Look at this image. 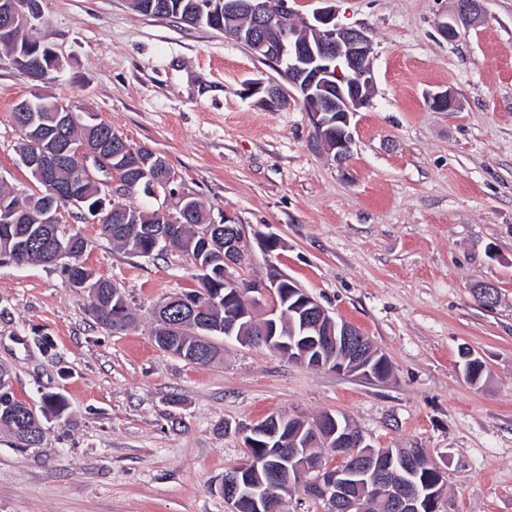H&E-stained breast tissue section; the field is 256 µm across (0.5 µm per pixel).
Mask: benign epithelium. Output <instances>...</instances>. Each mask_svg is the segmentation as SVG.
Masks as SVG:
<instances>
[{
    "mask_svg": "<svg viewBox=\"0 0 512 512\" xmlns=\"http://www.w3.org/2000/svg\"><path fill=\"white\" fill-rule=\"evenodd\" d=\"M244 7L252 18L250 42L247 46L253 54L272 65L277 71L288 65V86L297 94L304 111L311 116L318 141L325 140L329 128L336 127V143L326 146L332 160L343 166L350 158L354 135L351 118L361 109L370 106L374 90L372 43L361 28L336 24L335 13L330 8H319L312 16L298 20L294 9L286 0H246ZM483 15V0H459L451 19L441 22L438 31L447 41L459 39L464 31L479 23ZM40 18L37 0H4L0 4V42L19 44L18 32L31 33L25 49L42 44L32 35L34 21ZM288 25V39L269 41L265 33L270 28ZM22 72L34 83H43L51 70L59 67L58 57L52 49L42 55L24 56L20 59ZM246 92L257 97V105L275 110L284 105L279 84L262 80L251 82ZM428 108L434 112L455 110L456 100L449 90L430 93ZM55 148L51 151L34 150L19 153V162L37 176L44 191L36 192L41 222L44 224H69L74 212L83 209L86 199L78 191L86 180L96 187V196L102 203L94 211L104 208V203L119 195L127 176H132L149 187L152 197L164 200L161 211H181L189 196L171 189L176 178L173 173L156 175L141 164V152L134 150L117 135L103 140L94 148L85 142L68 136V131L82 125L85 116L65 105L56 109ZM66 168L71 174L66 187L59 188L53 174ZM238 225L224 224V264L218 271L224 276V284L240 293L238 284L229 276V269L238 266L244 255ZM81 238L70 231L62 237L52 254V263L60 266L68 284L76 289L85 287L87 271L75 273L72 263V245ZM298 289L302 295L298 306L302 313L301 332L309 336L313 350L317 351L312 366L347 372L361 378L373 379L368 371V357L376 356L372 342L357 333V327L338 320L305 289L281 274H272L269 283L253 285L254 295L243 304L238 314L224 321V331L231 333L238 323L254 315L255 309L266 306L269 323L259 324V343L279 353L302 362L307 353L298 351L293 343L277 340V316L281 299L289 289ZM288 416L273 414L251 424L241 425L237 433L247 445L254 439L265 440L268 448L278 450L282 461L281 471L287 481L273 477L269 484L253 485L241 480L240 473H224L220 492L232 506V512H272V499L285 490L294 493L303 490L323 502L325 512H347L354 505L350 496L353 480H361L365 487L384 491L387 512H421L423 503L418 491L397 480V473L419 464L433 467L444 477V462L435 456L423 454L420 449L407 450L400 457L391 459L387 467L375 465L376 459L385 456L387 449L373 447L351 423L339 426L336 417L328 414L311 423L308 431L289 432ZM336 453L343 459L352 454L364 460L359 469L352 470L341 462L328 459L319 462H296L302 449L313 444Z\"/></svg>",
    "mask_w": 512,
    "mask_h": 512,
    "instance_id": "1",
    "label": "benign epithelium"
}]
</instances>
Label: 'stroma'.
Here are the masks:
<instances>
[{
    "label": "stroma",
    "instance_id": "obj_1",
    "mask_svg": "<svg viewBox=\"0 0 512 512\" xmlns=\"http://www.w3.org/2000/svg\"><path fill=\"white\" fill-rule=\"evenodd\" d=\"M368 32L375 88L336 167L296 94L268 111L248 82L278 72L235 37L133 11L129 0H40L36 34L60 59L42 90L163 155L176 188L212 223L232 219L248 252L235 278L278 270L386 355L380 381L310 368L227 339L199 365L154 341V309L196 287L176 251L142 258L98 223L75 224L84 264L124 294L114 333L60 268L0 264V364L19 397L61 395L39 447L0 430V512H230L218 485L242 462L235 432L272 414L346 413L378 448L447 461L449 512H512V0L454 41L438 25L455 0H333ZM451 90L458 109H428ZM34 87L0 51V176L33 192L19 165L14 105ZM274 234L282 246L261 250ZM498 290L483 306L475 286ZM468 347L483 386L458 366Z\"/></svg>",
    "mask_w": 512,
    "mask_h": 512
}]
</instances>
